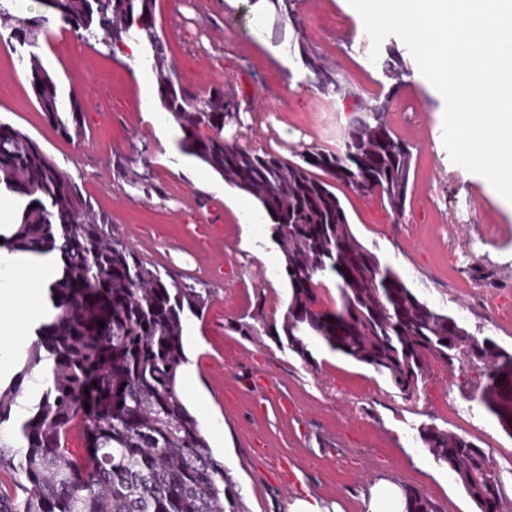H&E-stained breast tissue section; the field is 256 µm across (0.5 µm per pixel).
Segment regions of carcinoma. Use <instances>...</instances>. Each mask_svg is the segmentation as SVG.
<instances>
[{"mask_svg":"<svg viewBox=\"0 0 512 512\" xmlns=\"http://www.w3.org/2000/svg\"><path fill=\"white\" fill-rule=\"evenodd\" d=\"M39 2L43 13L36 17L0 11L10 38L35 47L60 21L114 47L141 41L153 60L160 105L181 132V152L260 202L289 289L281 329L263 332L285 337L288 350L310 365L317 344L369 365L406 399L425 386L434 365L451 371L476 365L483 382L469 399L512 430V350L420 300L356 238L330 190L338 181L359 195H378L397 216L404 212L412 156L386 122L387 103H361L341 143L314 145L290 161L242 145L240 132L224 135L226 126L241 125L239 101L222 88L202 94L180 78L156 29V0ZM269 3L280 22L296 21L295 0ZM302 55L322 95L353 93L319 56L306 49ZM28 68L45 120L64 137L81 136L82 99L64 92L37 54L29 55ZM0 188L21 200L0 249L55 251L60 259L48 288L51 314L35 328L22 370L0 381V512H226L224 462L177 390L187 363L185 323L200 316L205 289L143 260L112 234L109 217L74 178L6 123H0ZM325 275L336 278L335 300H326L319 280ZM43 361L50 370L24 394V379ZM17 409L10 440L3 424ZM74 433L84 443L80 457L68 445ZM419 439L479 512H502L499 480L489 474L484 449L434 426L422 428ZM404 512L437 510L406 489Z\"/></svg>","mask_w":512,"mask_h":512,"instance_id":"1","label":"carcinoma"}]
</instances>
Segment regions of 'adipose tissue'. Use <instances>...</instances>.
Here are the masks:
<instances>
[{
    "label": "adipose tissue",
    "mask_w": 512,
    "mask_h": 512,
    "mask_svg": "<svg viewBox=\"0 0 512 512\" xmlns=\"http://www.w3.org/2000/svg\"><path fill=\"white\" fill-rule=\"evenodd\" d=\"M57 271L53 252L0 268V350L45 316L44 296Z\"/></svg>",
    "instance_id": "ef3b65f1"
}]
</instances>
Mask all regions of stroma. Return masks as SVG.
<instances>
[{
	"label": "stroma",
	"instance_id": "35a3bbf8",
	"mask_svg": "<svg viewBox=\"0 0 512 512\" xmlns=\"http://www.w3.org/2000/svg\"><path fill=\"white\" fill-rule=\"evenodd\" d=\"M348 0H298L297 25L271 36L274 17L254 19L243 0H204L189 14L180 0H157L156 19L180 77L200 92L234 94L248 127L242 144L283 156L335 143L361 101L389 102L386 121L412 151L405 211L395 217L379 196L363 197L342 184L334 191L358 240L390 264L431 307L458 319L478 337L512 349V319L499 299L512 298V211L473 173L454 164L443 143L444 102L420 72L403 41L387 36L378 58L358 32ZM307 46L344 79L354 96L326 101L300 58ZM62 90L84 102L85 134L60 136L38 109L21 52L0 33V121L36 140L72 175L111 230L160 269L197 278L210 292L200 317L190 318L184 348L212 418L211 436L224 462V486L236 512H290L313 495L322 512H368L370 490L389 481L424 493L439 512H478L447 466L419 439L425 426L463 436L484 448L500 478L504 512H512V435L483 406L468 401L474 369L434 367L424 390L405 399L368 365L326 347L307 364L268 335L245 336L237 326L281 323L288 306L282 268H269L242 247V226L230 205L239 189L218 174L196 186L200 163L181 154V135L162 118L157 95H144L141 62L85 40L57 24L36 49ZM146 148L150 166L130 162ZM146 178L150 189L135 186ZM468 202L470 222L448 212ZM474 252L484 285L448 262L450 240Z\"/></svg>",
	"mask_w": 512,
	"mask_h": 512
}]
</instances>
